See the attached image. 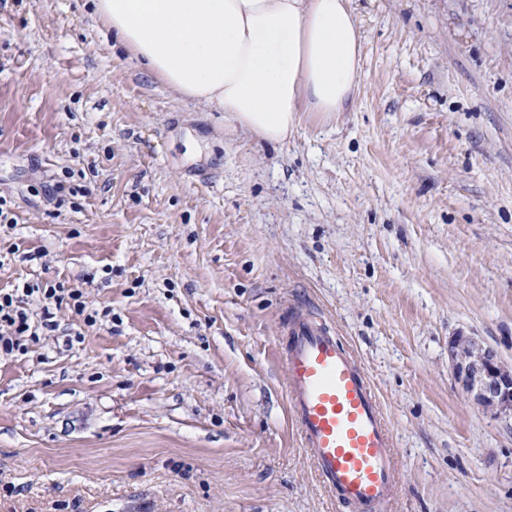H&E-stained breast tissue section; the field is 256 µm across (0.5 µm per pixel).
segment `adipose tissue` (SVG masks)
<instances>
[{"label": "adipose tissue", "instance_id": "obj_1", "mask_svg": "<svg viewBox=\"0 0 512 512\" xmlns=\"http://www.w3.org/2000/svg\"><path fill=\"white\" fill-rule=\"evenodd\" d=\"M145 74L284 141L300 111L343 112L360 74L350 0H93Z\"/></svg>", "mask_w": 512, "mask_h": 512}]
</instances>
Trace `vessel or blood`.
Listing matches in <instances>:
<instances>
[{
	"label": "vessel or blood",
	"instance_id": "vessel-or-blood-1",
	"mask_svg": "<svg viewBox=\"0 0 512 512\" xmlns=\"http://www.w3.org/2000/svg\"><path fill=\"white\" fill-rule=\"evenodd\" d=\"M283 333L287 402L320 483L344 512H385L398 460L370 378L307 311L292 309Z\"/></svg>",
	"mask_w": 512,
	"mask_h": 512
}]
</instances>
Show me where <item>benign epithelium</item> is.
Wrapping results in <instances>:
<instances>
[{
    "label": "benign epithelium",
    "mask_w": 512,
    "mask_h": 512,
    "mask_svg": "<svg viewBox=\"0 0 512 512\" xmlns=\"http://www.w3.org/2000/svg\"><path fill=\"white\" fill-rule=\"evenodd\" d=\"M450 366L462 389L488 409H512V371L495 349L459 334L449 343Z\"/></svg>",
    "instance_id": "obj_1"
}]
</instances>
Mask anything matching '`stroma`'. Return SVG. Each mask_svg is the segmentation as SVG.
I'll return each instance as SVG.
<instances>
[{"label": "stroma", "instance_id": "1", "mask_svg": "<svg viewBox=\"0 0 512 512\" xmlns=\"http://www.w3.org/2000/svg\"><path fill=\"white\" fill-rule=\"evenodd\" d=\"M354 101L284 141L180 97L92 0H0V290L77 288L0 355V512H339L287 407L291 308L349 345L394 435L389 512H512V0H351ZM42 293L48 304H51L52 300L55 305L62 304L65 296L67 295L68 300L71 301V304L77 314L82 315L85 312V305L81 300L83 294L79 289H69L65 294V288H45L42 289ZM450 366L462 389L488 409H512V372L495 349L459 334L449 343Z\"/></svg>", "mask_w": 512, "mask_h": 512}]
</instances>
